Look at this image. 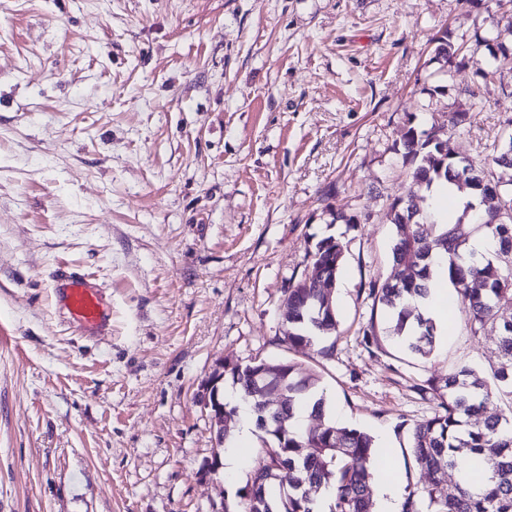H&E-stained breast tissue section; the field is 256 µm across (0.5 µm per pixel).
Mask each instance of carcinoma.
Instances as JSON below:
<instances>
[{"instance_id":"obj_1","label":"carcinoma","mask_w":512,"mask_h":512,"mask_svg":"<svg viewBox=\"0 0 512 512\" xmlns=\"http://www.w3.org/2000/svg\"><path fill=\"white\" fill-rule=\"evenodd\" d=\"M432 42L435 60L449 71L457 66L462 48L454 46L448 34ZM486 47L484 79H494L506 67L512 69V52L505 46L488 43ZM467 95L469 107L452 113L454 127L470 123L471 111L481 108L480 91L469 89ZM441 131L443 126L437 123L423 129L407 121L401 157L408 167V188L389 204L394 227L391 257L400 273L370 283L373 306L386 318L381 323L370 321L363 336L378 348L382 339H395L414 357L429 359L438 342L437 327L421 313L417 301L430 294L434 258L444 257L466 332L478 337L488 326L498 327L497 363L485 376L461 367L441 378H429L420 387L437 401L438 411L408 428L406 453L427 480L406 486L402 512H512V422L488 411L496 400H512V223H502L512 211V197L500 201L480 188L485 177L512 188V136L485 147L494 171L475 168L469 177L454 181L449 170L460 161L443 157ZM439 183L472 192L484 208L463 211L453 224L436 223L432 214L417 209L415 198ZM480 236L497 244L489 258L478 257L469 248L470 241ZM345 252V242L329 235L306 253V260L313 266L322 264L326 279L334 283ZM283 325L281 342L290 347L309 344L316 335H333L338 320L332 299L300 277L287 288ZM227 374L256 420L275 419L280 431L264 439L259 449L264 464L237 491L236 509L226 507L224 512H316L317 494L326 490L332 492L328 512H372L373 437L329 418L319 375L289 359H259L234 366ZM260 378L282 387L278 403L268 406L263 401L257 386ZM301 403L311 406V423L297 430L291 419ZM461 464L468 478L445 481V472Z\"/></svg>"}]
</instances>
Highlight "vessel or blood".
Instances as JSON below:
<instances>
[{
	"label": "vessel or blood",
	"instance_id": "obj_1",
	"mask_svg": "<svg viewBox=\"0 0 512 512\" xmlns=\"http://www.w3.org/2000/svg\"><path fill=\"white\" fill-rule=\"evenodd\" d=\"M53 278L57 299L74 323L88 330L106 326L109 310L105 297L100 289L90 285L88 275L73 272L67 264L61 263Z\"/></svg>",
	"mask_w": 512,
	"mask_h": 512
}]
</instances>
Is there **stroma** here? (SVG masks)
Wrapping results in <instances>:
<instances>
[{"label": "stroma", "instance_id": "35a3bbf8", "mask_svg": "<svg viewBox=\"0 0 512 512\" xmlns=\"http://www.w3.org/2000/svg\"><path fill=\"white\" fill-rule=\"evenodd\" d=\"M501 21L475 0H0V512H223L263 434L205 473L195 397L222 359L303 363L329 417L418 480L399 423L436 412L428 378L489 371L497 333L454 325L425 361L367 346L369 284L392 271L406 123L477 88L449 152L478 163L512 132V73H480ZM444 31L468 53L442 78ZM329 235L338 331L288 348L285 292ZM60 262L104 288L111 332L55 305ZM333 250H336V253L332 259ZM345 252V242L339 237L329 235L319 240L314 249L306 253V260L313 266L322 263L325 267L326 279L336 283L345 259Z\"/></svg>", "mask_w": 512, "mask_h": 512}]
</instances>
